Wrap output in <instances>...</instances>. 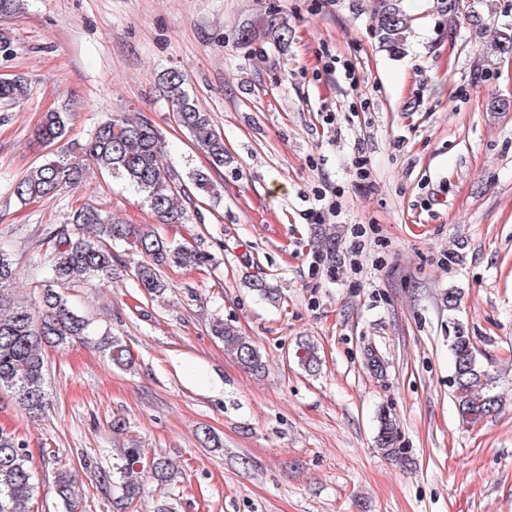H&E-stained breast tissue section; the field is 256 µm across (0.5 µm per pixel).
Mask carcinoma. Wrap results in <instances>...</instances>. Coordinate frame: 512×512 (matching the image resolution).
<instances>
[{
	"instance_id": "obj_1",
	"label": "carcinoma",
	"mask_w": 512,
	"mask_h": 512,
	"mask_svg": "<svg viewBox=\"0 0 512 512\" xmlns=\"http://www.w3.org/2000/svg\"><path fill=\"white\" fill-rule=\"evenodd\" d=\"M374 2L372 19L379 42L391 50L400 49L410 31L404 0ZM266 31L280 43L288 41V25L280 18L272 16L266 20ZM490 50L501 56L512 51L511 26L493 31ZM186 85L180 70L171 69L163 74V92L178 124L208 155L212 169L217 172L227 163L224 139ZM27 95L28 83L22 74L0 83V103L19 107ZM67 125V111L47 112L37 129L38 138L47 144L59 142L66 135ZM164 150L162 136L150 120L123 113L99 124L86 141L47 155L14 183L13 195L22 205L53 198L63 189L79 186L88 171L95 168L123 180L142 197L159 223L179 224L186 214L185 204L192 201L194 194L216 197L219 188L211 175L203 171L190 176L193 188H187L180 175L163 163ZM116 242L128 245L141 256L132 276L137 286L151 297H160L170 288L162 275L163 268L202 267L210 261L209 255L200 250L168 244L148 227L116 222L97 207L83 204L70 212L64 224L47 233L48 277L34 286L37 300L28 305L12 298L11 285L16 279L14 263L8 253L0 250V387L13 393L30 419L41 416L49 406L44 347H63L91 335L89 319L73 309L62 289L77 282L105 283L112 279L116 262L112 246ZM250 286L262 299L280 301L276 290L267 282L255 279ZM446 303L453 324L448 347L453 364L455 406L459 423L470 426L494 414L499 409L500 398L494 391V377L477 360L473 337L460 320L453 318L460 306L456 291L448 292ZM212 334L224 344V352L243 369L256 375L264 372L262 353L239 331L217 320L212 324ZM100 344L114 365L127 367L132 363L129 347L121 338L104 336ZM294 356L309 372L319 368L317 347L307 339L297 344ZM376 447L391 461H405L396 419L385 410L379 413ZM113 469L121 488V496L115 501L119 512H126L142 493V472H149L160 485L170 483L180 473L179 467L166 457L155 456L151 462L144 463L142 449L134 444L123 450L122 463ZM112 475H100L101 482H110ZM54 487L59 498L70 501L72 480L68 471L57 472ZM36 489L26 448L14 436L1 432L0 512H30Z\"/></svg>"
}]
</instances>
